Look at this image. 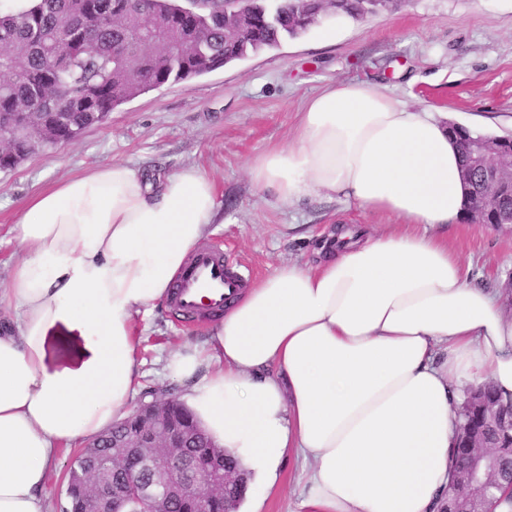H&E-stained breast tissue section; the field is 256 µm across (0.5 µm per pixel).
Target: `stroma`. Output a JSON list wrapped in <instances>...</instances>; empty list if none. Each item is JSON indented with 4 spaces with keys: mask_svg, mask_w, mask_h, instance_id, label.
Segmentation results:
<instances>
[{
    "mask_svg": "<svg viewBox=\"0 0 512 512\" xmlns=\"http://www.w3.org/2000/svg\"><path fill=\"white\" fill-rule=\"evenodd\" d=\"M387 86L412 108L447 112L453 121L488 123L494 136L512 135V0H402L392 12L348 21L332 40L321 25L216 71L142 94L111 112L104 125L32 154L0 171V288L20 255L7 231L28 200L57 182L112 161L168 175L193 164L215 182L224 221L203 244L251 283L283 262L306 265L330 225L392 232L394 219L324 196L283 204L258 192L249 162L273 144L288 143L309 98L338 81ZM472 282L500 289L512 275V232L464 223L448 230ZM211 319L185 323L159 301L137 319L140 386L133 405L179 383L165 373L167 355L186 341L203 342ZM301 467L284 465L280 486L262 512H297Z\"/></svg>",
    "mask_w": 512,
    "mask_h": 512,
    "instance_id": "35a3bbf8",
    "label": "stroma"
}]
</instances>
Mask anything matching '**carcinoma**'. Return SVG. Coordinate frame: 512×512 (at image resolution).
I'll list each match as a JSON object with an SVG mask.
<instances>
[{
  "label": "carcinoma",
  "mask_w": 512,
  "mask_h": 512,
  "mask_svg": "<svg viewBox=\"0 0 512 512\" xmlns=\"http://www.w3.org/2000/svg\"><path fill=\"white\" fill-rule=\"evenodd\" d=\"M369 0H337L334 13L360 21ZM319 0H251L245 26L220 0H38L33 9L0 15V169L18 167L36 151L73 139L123 103L278 47L318 22ZM162 19L159 45L135 36ZM46 127V136H15L19 118ZM500 412L495 392L475 385L461 406L458 447L483 439L512 463V435L486 419ZM106 433L88 458L68 470L69 512H84L87 467L112 457Z\"/></svg>",
  "instance_id": "1"
}]
</instances>
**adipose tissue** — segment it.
Segmentation results:
<instances>
[{"instance_id":"obj_1","label":"adipose tissue","mask_w":512,"mask_h":512,"mask_svg":"<svg viewBox=\"0 0 512 512\" xmlns=\"http://www.w3.org/2000/svg\"><path fill=\"white\" fill-rule=\"evenodd\" d=\"M248 175L278 201L337 198L409 230L342 227L315 267L239 289L204 344L168 356L181 402L255 474L251 512L290 455L307 473L299 512H439L464 389L486 380L512 402V313L435 233L466 208L447 124L378 83L336 82ZM223 221L193 165L152 180L113 161L30 199L0 289V512H50L61 451L124 418L135 316Z\"/></svg>"}]
</instances>
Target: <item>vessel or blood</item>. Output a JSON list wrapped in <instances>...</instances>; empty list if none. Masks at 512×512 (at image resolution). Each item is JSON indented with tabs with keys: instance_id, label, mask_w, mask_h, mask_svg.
I'll return each instance as SVG.
<instances>
[{
	"instance_id": "b4317fda",
	"label": "vessel or blood",
	"mask_w": 512,
	"mask_h": 512,
	"mask_svg": "<svg viewBox=\"0 0 512 512\" xmlns=\"http://www.w3.org/2000/svg\"><path fill=\"white\" fill-rule=\"evenodd\" d=\"M243 285V278L226 264L223 251L202 249L190 257L167 301L185 316L202 318L223 310L226 289Z\"/></svg>"
}]
</instances>
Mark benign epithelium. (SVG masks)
Wrapping results in <instances>:
<instances>
[{
	"instance_id": "7a95c632",
	"label": "benign epithelium",
	"mask_w": 512,
	"mask_h": 512,
	"mask_svg": "<svg viewBox=\"0 0 512 512\" xmlns=\"http://www.w3.org/2000/svg\"><path fill=\"white\" fill-rule=\"evenodd\" d=\"M466 178L477 179L479 194L469 202L467 221L478 228H512V138L490 144L466 142ZM169 398H154L133 412L136 423L112 440V470L95 468L89 474L85 512H126L129 499H137L142 512H169L172 504L188 501L195 512H211L214 502L239 482L238 472L224 461L225 452L202 464L186 449L197 431L171 416ZM466 478L452 485L440 512H461V505L485 493L495 478V452L466 448Z\"/></svg>"
}]
</instances>
